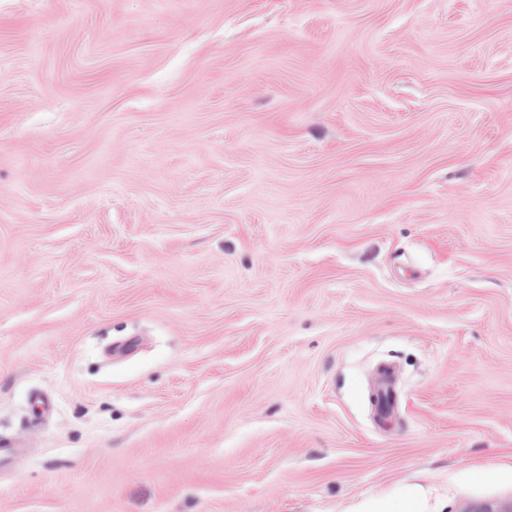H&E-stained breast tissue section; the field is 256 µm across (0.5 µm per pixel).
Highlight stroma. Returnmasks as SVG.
Here are the masks:
<instances>
[{
    "instance_id": "35a3bbf8",
    "label": "stroma",
    "mask_w": 512,
    "mask_h": 512,
    "mask_svg": "<svg viewBox=\"0 0 512 512\" xmlns=\"http://www.w3.org/2000/svg\"><path fill=\"white\" fill-rule=\"evenodd\" d=\"M0 433V512H512V0H0Z\"/></svg>"
}]
</instances>
